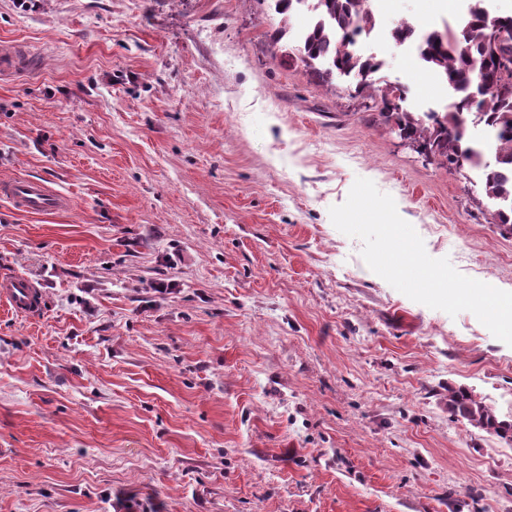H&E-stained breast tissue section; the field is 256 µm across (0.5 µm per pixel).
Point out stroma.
Here are the masks:
<instances>
[{"label": "stroma", "instance_id": "stroma-1", "mask_svg": "<svg viewBox=\"0 0 512 512\" xmlns=\"http://www.w3.org/2000/svg\"><path fill=\"white\" fill-rule=\"evenodd\" d=\"M467 0H372L440 29ZM270 0H0V512H512V442L454 418L464 387L512 415V347L415 302L333 225L356 178L431 257L512 287L469 170L429 159L379 96L293 61ZM404 106L446 93L410 51L367 43ZM166 280L169 294L154 291ZM1 197L13 202L18 208L30 213L69 208V197L50 191L43 183L28 178L2 181ZM0 297L18 314L33 315L41 307L36 298V287L27 278L14 277L2 279Z\"/></svg>", "mask_w": 512, "mask_h": 512}]
</instances>
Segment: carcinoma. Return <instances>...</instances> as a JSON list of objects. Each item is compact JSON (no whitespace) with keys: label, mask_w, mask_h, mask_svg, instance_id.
Wrapping results in <instances>:
<instances>
[{"label":"carcinoma","mask_w":512,"mask_h":512,"mask_svg":"<svg viewBox=\"0 0 512 512\" xmlns=\"http://www.w3.org/2000/svg\"><path fill=\"white\" fill-rule=\"evenodd\" d=\"M490 0H470L462 27L419 34L403 21L391 30L397 44L417 41L420 63L448 89V105L427 118L401 109L405 91L380 84L382 65L357 54L356 38L375 22L371 0H313V17L302 32L294 57L323 79L341 73L356 80L359 93L381 85L384 112L400 134L432 159L480 173L482 188L496 210L497 226L512 233V36L497 35L495 27H512V14L493 16ZM485 130V140L473 142L470 125ZM448 409L470 425L491 434L512 431V420H501L495 409L465 389H448Z\"/></svg>","instance_id":"1"}]
</instances>
